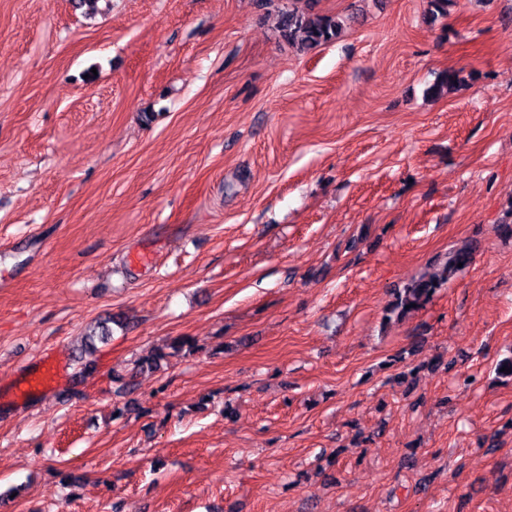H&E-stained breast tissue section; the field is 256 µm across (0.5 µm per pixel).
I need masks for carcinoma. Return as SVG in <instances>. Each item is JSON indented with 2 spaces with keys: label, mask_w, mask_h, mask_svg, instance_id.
<instances>
[{
  "label": "carcinoma",
  "mask_w": 512,
  "mask_h": 512,
  "mask_svg": "<svg viewBox=\"0 0 512 512\" xmlns=\"http://www.w3.org/2000/svg\"><path fill=\"white\" fill-rule=\"evenodd\" d=\"M305 2L306 8L290 9L282 14L281 35L302 51L335 41L343 29L340 18L315 11L314 0ZM458 83L455 71H444L439 75L434 91L443 95L454 90ZM474 254L475 246L472 244L453 247L436 262L432 273L394 289L393 299L384 308V323L400 322L423 310L442 288L472 265Z\"/></svg>",
  "instance_id": "cac0c4a2"
}]
</instances>
